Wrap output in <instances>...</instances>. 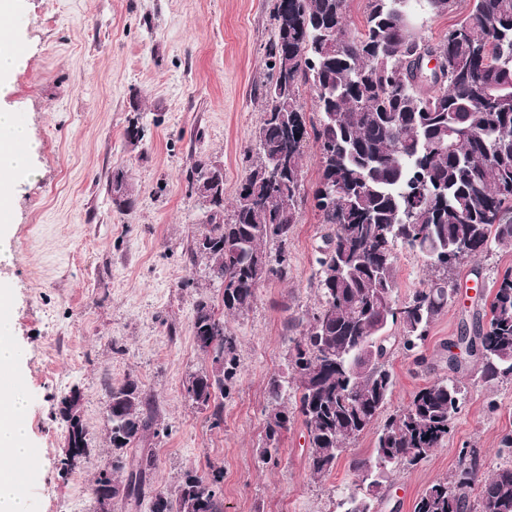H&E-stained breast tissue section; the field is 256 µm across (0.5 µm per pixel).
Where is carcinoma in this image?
I'll list each match as a JSON object with an SVG mask.
<instances>
[{"mask_svg": "<svg viewBox=\"0 0 512 512\" xmlns=\"http://www.w3.org/2000/svg\"><path fill=\"white\" fill-rule=\"evenodd\" d=\"M469 2L467 17L437 42L414 31L415 4L437 16ZM275 32L266 46L271 74L266 108L256 131L257 151L224 219V192L206 212L210 247L193 240L192 257L206 261L207 277L223 288L222 312L206 298L194 303V341L211 344L208 355L222 366L190 374L201 386L195 403L213 407L221 420L224 394L238 369L237 340L224 317L247 312L262 282L288 279V242L306 199L328 225L317 258L319 304L290 352L295 404L283 403L285 381L268 382L264 463L277 462L280 440L294 415L308 433V466L314 476L332 472L347 444L384 412L396 381L389 326L397 346L413 351L448 306L456 284L450 275L467 257L488 247L512 245V0H368L363 25L349 19L348 0H277ZM288 54V73L281 55ZM448 58V71L431 76L420 65L428 55ZM442 85L441 94L431 89ZM313 96L318 120L307 118L303 88ZM316 151L320 175L305 195L303 159ZM217 171L201 154L188 170L194 183ZM106 189L127 213L136 197L122 167L112 169ZM404 244L426 262L423 287L400 301L395 247ZM494 317L475 320L472 333L486 382L512 377V267L495 279ZM108 439L115 456L96 482L111 481L139 501L155 453L139 449L135 467L123 452L137 446L155 423L150 399L136 379L104 388ZM464 400L451 377L426 384L389 415L377 431L372 455L353 458L350 471L365 489L337 503L338 512H376L384 496L375 473L415 465L448 439ZM60 414L76 437L79 456L92 448L83 424L71 419L67 400ZM186 470L164 494L166 512H224L213 476L192 483ZM413 512H512V466L485 474L475 448L459 452L451 480L428 487Z\"/></svg>", "mask_w": 512, "mask_h": 512, "instance_id": "1", "label": "carcinoma"}]
</instances>
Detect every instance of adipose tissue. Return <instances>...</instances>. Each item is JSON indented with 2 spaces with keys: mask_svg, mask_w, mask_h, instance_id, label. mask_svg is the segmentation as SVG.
<instances>
[{
  "mask_svg": "<svg viewBox=\"0 0 512 512\" xmlns=\"http://www.w3.org/2000/svg\"><path fill=\"white\" fill-rule=\"evenodd\" d=\"M35 145L30 131L16 113L0 107V244L11 232L3 214L17 186L33 169ZM12 289L0 282V512H29L27 498L9 474L16 460L31 457V438L26 420L28 399L16 383L22 376L20 352L14 341L10 304Z\"/></svg>",
  "mask_w": 512,
  "mask_h": 512,
  "instance_id": "ef3b65f1",
  "label": "adipose tissue"
}]
</instances>
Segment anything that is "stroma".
<instances>
[{
  "label": "stroma",
  "mask_w": 512,
  "mask_h": 512,
  "mask_svg": "<svg viewBox=\"0 0 512 512\" xmlns=\"http://www.w3.org/2000/svg\"><path fill=\"white\" fill-rule=\"evenodd\" d=\"M275 0H23L11 20L26 66L0 86V105L22 116L36 144V175L12 201L11 314L28 394L36 452L21 491L31 512H94L93 489L112 454L104 382H140L157 413L151 492L171 488L185 470L220 469L224 512H336L358 491L340 458L331 474L311 476L307 430L294 418L277 464L262 463L267 384L289 378L298 326L318 305L315 273L325 227L311 204L299 212L288 245L287 280L261 284L246 313L229 318L239 371L221 421L198 408L183 382L212 361L194 343L198 298L221 304L203 260L188 250L202 210L186 173L199 154L224 165L232 199L263 116L269 77L265 45ZM138 119L143 138L125 130ZM124 167L136 206L119 213L106 192ZM512 267V245L495 246L458 267L451 302L418 349L395 351L396 386L388 411L448 374L446 347L484 312L498 273ZM456 378L465 398L447 441L425 460L391 472L377 512H412L431 484L452 475L460 448L481 449L489 467L507 462L500 440L512 432V379L485 382L463 358ZM83 395L91 454L64 470L66 425L60 399Z\"/></svg>",
  "instance_id": "35a3bbf8"
}]
</instances>
